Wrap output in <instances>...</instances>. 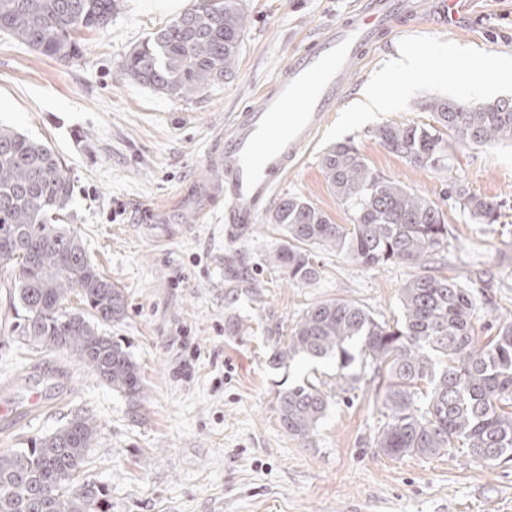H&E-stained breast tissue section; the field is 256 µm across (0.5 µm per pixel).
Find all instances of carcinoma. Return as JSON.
<instances>
[{"instance_id":"1","label":"carcinoma","mask_w":512,"mask_h":512,"mask_svg":"<svg viewBox=\"0 0 512 512\" xmlns=\"http://www.w3.org/2000/svg\"><path fill=\"white\" fill-rule=\"evenodd\" d=\"M117 0H0V32L60 61L81 53L76 33L104 28ZM245 0H192L122 62L124 74L174 98L206 92L232 74L248 27ZM423 109L434 124L391 122L378 142L414 169L444 165L448 147L512 143V101L466 105L433 98ZM328 188L351 212L336 224L306 199L282 198L268 221L281 234L269 263L291 281H317V251L365 268L405 262L423 269L400 290L401 319L377 320L364 306L329 298L307 307L273 361L335 359L347 368L359 350L378 379L376 400L389 413L376 447L390 458L436 457L465 448L472 460H512V318L476 341L473 287L434 273L448 247V219L433 200L375 172L357 149H326ZM73 195L66 164L46 144L0 127V264L12 263L13 300L25 311L22 336L37 347L70 355L112 390L139 400L140 367L121 342L99 326L121 320L126 299L102 276L81 239L55 223ZM455 206L479 224H497L501 204L450 186ZM76 297L81 308L67 306ZM324 383L308 380L280 392L279 420L293 437L310 438L328 408ZM96 435L78 412L31 447L0 453V512H108L105 488L80 477Z\"/></svg>"}]
</instances>
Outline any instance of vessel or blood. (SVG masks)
Wrapping results in <instances>:
<instances>
[{
  "mask_svg": "<svg viewBox=\"0 0 512 512\" xmlns=\"http://www.w3.org/2000/svg\"><path fill=\"white\" fill-rule=\"evenodd\" d=\"M422 0H358L349 19L321 28L313 51L293 57L274 91L234 113L225 136L224 221L242 231L255 224L288 171L303 160L329 112L344 97L366 48L402 19L423 13Z\"/></svg>",
  "mask_w": 512,
  "mask_h": 512,
  "instance_id": "obj_1",
  "label": "vessel or blood"
}]
</instances>
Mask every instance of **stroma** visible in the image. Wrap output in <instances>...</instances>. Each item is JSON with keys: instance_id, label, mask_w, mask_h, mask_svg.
<instances>
[{"instance_id": "35a3bbf8", "label": "stroma", "mask_w": 512, "mask_h": 512, "mask_svg": "<svg viewBox=\"0 0 512 512\" xmlns=\"http://www.w3.org/2000/svg\"><path fill=\"white\" fill-rule=\"evenodd\" d=\"M249 23L238 63L223 83L177 99L121 72L124 57L171 21L168 13L117 0L111 23L84 30L77 59L60 62L0 34V124L63 156L74 191L63 223L94 264L124 292V318L106 332L141 369L138 408L69 355L25 344L14 327L24 311L0 266V452L66 423L93 417L97 433L83 475L104 485L109 512H512V461L489 466L455 448L437 457L385 456L375 445L385 410L370 372L336 386L335 362L273 363L305 309L323 299L360 303L379 320L399 319L400 290L418 269L396 262L367 269L321 253L312 284L271 267L279 241L266 218L244 233L224 222L219 140L230 115L272 90L277 73L309 49L316 31L343 22L354 0H247ZM451 48L443 55L441 46ZM438 74L371 109L376 76L407 58ZM490 72L512 64V0H463L442 21L405 22L370 50L352 87L328 114L318 141L289 171L276 197H305L335 223L349 215L328 188L322 155L343 142L372 169L428 196L448 214V246L436 272L481 279L477 335L512 311V144L450 152L443 167L416 170L381 146L388 122L427 123L432 98L472 105L480 95L451 78L473 58ZM503 204L502 225L475 224L447 197L450 183ZM324 381L329 406L313 436L283 429L277 395L310 378ZM44 402L30 407L31 392Z\"/></svg>"}]
</instances>
